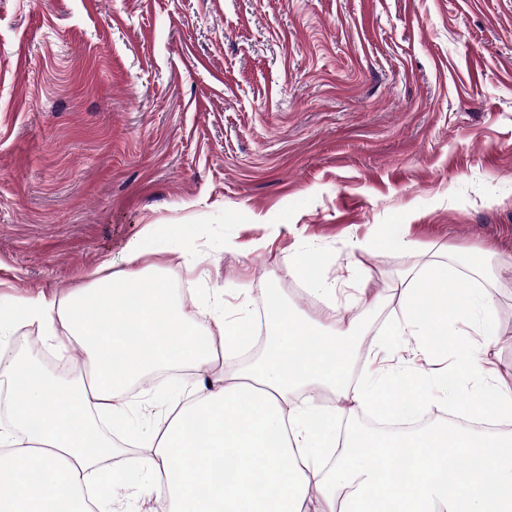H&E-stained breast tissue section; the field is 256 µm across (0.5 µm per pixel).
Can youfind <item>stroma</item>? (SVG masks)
Returning a JSON list of instances; mask_svg holds the SVG:
<instances>
[{
    "label": "stroma",
    "mask_w": 512,
    "mask_h": 512,
    "mask_svg": "<svg viewBox=\"0 0 512 512\" xmlns=\"http://www.w3.org/2000/svg\"><path fill=\"white\" fill-rule=\"evenodd\" d=\"M150 224L186 306L318 316L311 246L337 301L381 292L372 328L423 262L512 254V0H0V297L121 275Z\"/></svg>",
    "instance_id": "1"
}]
</instances>
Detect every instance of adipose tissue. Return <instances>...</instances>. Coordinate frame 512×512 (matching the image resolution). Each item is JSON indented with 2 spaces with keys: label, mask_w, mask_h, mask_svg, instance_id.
Masks as SVG:
<instances>
[{
  "label": "adipose tissue",
  "mask_w": 512,
  "mask_h": 512,
  "mask_svg": "<svg viewBox=\"0 0 512 512\" xmlns=\"http://www.w3.org/2000/svg\"><path fill=\"white\" fill-rule=\"evenodd\" d=\"M153 228L126 246L128 270L92 272L68 298L12 297L0 307V391L11 425L0 427V512H126L132 496L166 512H512V431L434 425L394 435L355 429L356 413L407 421L435 405L436 381L459 412L486 416L493 399L512 422V371L502 370L498 305L489 289H449L462 266L428 262L401 290L400 312L379 338L360 344L356 310L381 295L361 289L336 308L335 283L314 273L315 259L293 263L323 313L311 319L280 294L264 298L260 358L219 381L198 384L162 425L127 430L130 404L119 397L162 368L205 371L216 353L237 356L245 324L220 312L202 328L171 289L148 287L141 259L162 251ZM51 346L84 356L85 379L65 381L6 344L29 326ZM219 341L204 349L199 336ZM407 339L410 356L388 362V337ZM365 352L369 367L354 377ZM107 414L136 453L123 465Z\"/></svg>",
  "instance_id": "ef3b65f1"
}]
</instances>
